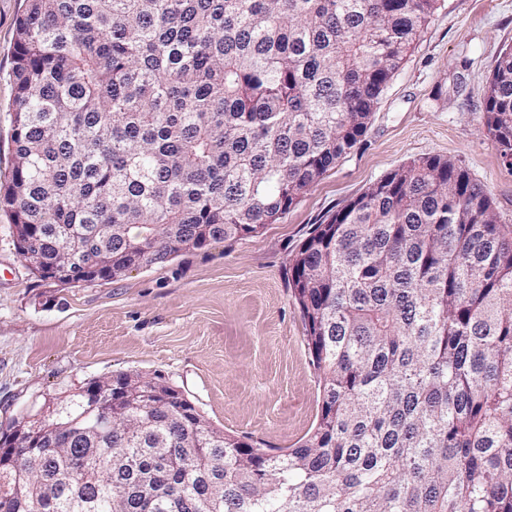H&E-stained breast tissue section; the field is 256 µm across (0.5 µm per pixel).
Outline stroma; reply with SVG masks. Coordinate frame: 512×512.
Wrapping results in <instances>:
<instances>
[{"label": "stroma", "instance_id": "obj_1", "mask_svg": "<svg viewBox=\"0 0 512 512\" xmlns=\"http://www.w3.org/2000/svg\"><path fill=\"white\" fill-rule=\"evenodd\" d=\"M24 0H0V183L11 175L9 77ZM512 48V0H441L388 83L366 134L260 233L184 250L115 281L40 280L0 211V428L45 399L118 373H158L224 431L264 448L298 445L320 383L288 268L316 225L420 157L459 162L512 226V165L482 105Z\"/></svg>", "mask_w": 512, "mask_h": 512}]
</instances>
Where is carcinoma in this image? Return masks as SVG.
Here are the masks:
<instances>
[{
  "mask_svg": "<svg viewBox=\"0 0 512 512\" xmlns=\"http://www.w3.org/2000/svg\"><path fill=\"white\" fill-rule=\"evenodd\" d=\"M439 0H26L11 77L14 241L70 284L259 233L365 135ZM512 165V48L483 103ZM288 281L316 424L265 450L186 396L128 407L112 495L90 437L16 448L0 512H512V229L449 158L403 163L318 224ZM167 436L154 458L153 432ZM220 437L197 447L198 433Z\"/></svg>",
  "mask_w": 512,
  "mask_h": 512,
  "instance_id": "cac0c4a2",
  "label": "carcinoma"
}]
</instances>
